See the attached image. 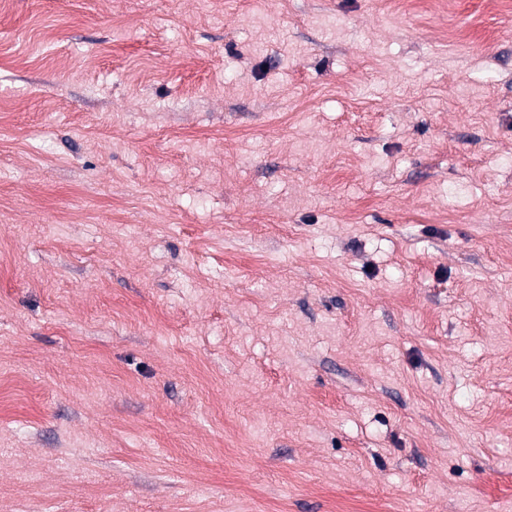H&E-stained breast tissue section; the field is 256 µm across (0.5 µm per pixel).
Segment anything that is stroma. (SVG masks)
I'll list each match as a JSON object with an SVG mask.
<instances>
[{"label": "stroma", "mask_w": 512, "mask_h": 512, "mask_svg": "<svg viewBox=\"0 0 512 512\" xmlns=\"http://www.w3.org/2000/svg\"><path fill=\"white\" fill-rule=\"evenodd\" d=\"M512 512V10L0 0V512Z\"/></svg>", "instance_id": "stroma-1"}]
</instances>
